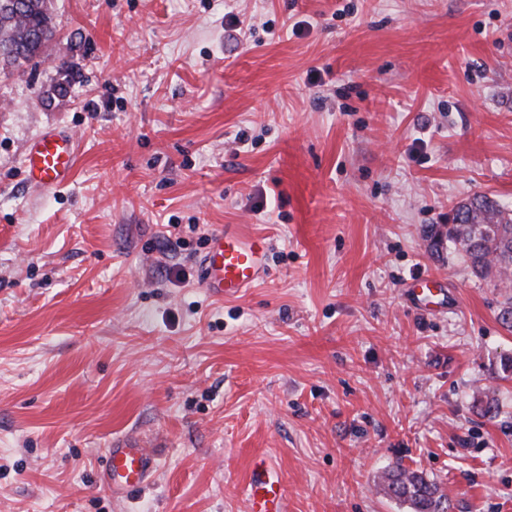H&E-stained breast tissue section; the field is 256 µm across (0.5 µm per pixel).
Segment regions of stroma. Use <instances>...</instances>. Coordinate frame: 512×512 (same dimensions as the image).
<instances>
[{"instance_id": "1", "label": "stroma", "mask_w": 512, "mask_h": 512, "mask_svg": "<svg viewBox=\"0 0 512 512\" xmlns=\"http://www.w3.org/2000/svg\"><path fill=\"white\" fill-rule=\"evenodd\" d=\"M50 3L44 55L0 69V512H248L258 456L288 512H408L396 463L512 512L501 297L430 244L512 206V0ZM47 129L77 162L35 189ZM227 224L271 251L217 300ZM127 437L157 466L117 496ZM75 164V140L66 132L49 129L26 145L24 168L32 187L54 188L66 184Z\"/></svg>"}]
</instances>
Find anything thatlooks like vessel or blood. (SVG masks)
Masks as SVG:
<instances>
[{"instance_id": "vessel-or-blood-1", "label": "vessel or blood", "mask_w": 512, "mask_h": 512, "mask_svg": "<svg viewBox=\"0 0 512 512\" xmlns=\"http://www.w3.org/2000/svg\"><path fill=\"white\" fill-rule=\"evenodd\" d=\"M76 164L74 138L49 129L32 139L25 148L24 168L28 183L36 188L66 184ZM269 245L265 237L228 224L216 232L203 261V285L218 299L237 295L253 286L264 274ZM155 469V457L148 449L130 441L110 448L103 472L105 485L115 495L144 486ZM249 512H285L284 491L269 476L265 459H255L247 484Z\"/></svg>"}]
</instances>
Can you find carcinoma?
I'll list each match as a JSON object with an SVG mask.
<instances>
[{"mask_svg": "<svg viewBox=\"0 0 512 512\" xmlns=\"http://www.w3.org/2000/svg\"><path fill=\"white\" fill-rule=\"evenodd\" d=\"M49 0H24L19 9L0 7V67L18 68L40 57L53 41L57 26ZM448 247L465 256L472 274L501 289L500 319L512 331V209L479 194L459 204L454 223L444 238ZM480 407L484 414L499 412L497 389L483 390ZM386 492L409 504L412 512H447L449 498L437 482L418 471L396 464L382 475Z\"/></svg>", "mask_w": 512, "mask_h": 512, "instance_id": "cac0c4a2", "label": "carcinoma"}]
</instances>
